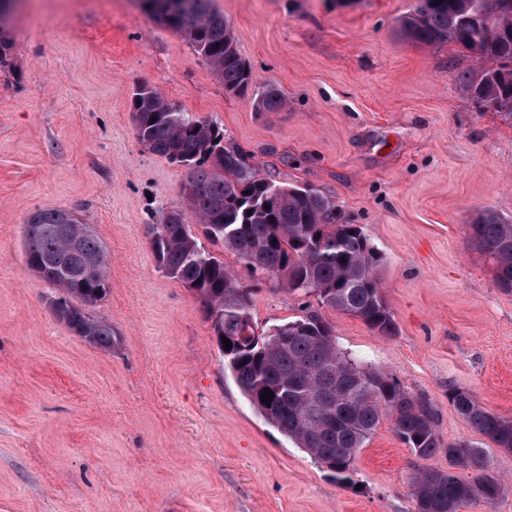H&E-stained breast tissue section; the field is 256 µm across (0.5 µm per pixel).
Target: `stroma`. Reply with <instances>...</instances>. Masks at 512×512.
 Here are the masks:
<instances>
[{"instance_id": "1", "label": "stroma", "mask_w": 512, "mask_h": 512, "mask_svg": "<svg viewBox=\"0 0 512 512\" xmlns=\"http://www.w3.org/2000/svg\"><path fill=\"white\" fill-rule=\"evenodd\" d=\"M257 87L287 97L258 111L180 34L134 0H23L10 19L16 76L0 74V512H415L409 481L447 469L417 458L382 417L349 483L253 409L198 297L159 268L149 225L197 216L185 173L133 130L136 84L217 122L262 173L330 197L383 257L397 333L312 303L341 351L399 379L435 409L440 439L485 448L508 485L512 452L461 418L449 390L512 419V295L473 246L484 210L512 219V117L465 90L481 56L398 32L413 0H212ZM76 211L109 258L92 308L112 325L105 351L53 313L56 288L22 253L38 209ZM259 328L303 314L301 299L233 252Z\"/></svg>"}]
</instances>
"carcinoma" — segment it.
Listing matches in <instances>:
<instances>
[{
	"label": "carcinoma",
	"mask_w": 512,
	"mask_h": 512,
	"mask_svg": "<svg viewBox=\"0 0 512 512\" xmlns=\"http://www.w3.org/2000/svg\"><path fill=\"white\" fill-rule=\"evenodd\" d=\"M160 2L144 0V8L191 42L226 91L246 94L254 81L251 68L212 0H175L179 8L169 21L156 13ZM398 26L415 44L453 43L499 62L475 78L463 77V83L480 101L512 114V0H415ZM13 49L0 30V72L12 71ZM285 105L282 91L268 83L256 108L271 112ZM131 106L137 140L169 163L184 166L187 183L196 187L190 201L202 227L199 237L179 213L169 211L151 225V248L159 267L197 295L224 365L252 407L297 447L332 467L341 483L351 481L360 448L388 414L397 436L417 457L428 458L439 448L448 453V469L413 477L415 512H459L472 500L493 505L505 486L484 449L467 441L442 442L431 405L391 375L341 351L334 328L320 315L309 313L256 334L249 288L212 252L214 247L228 249L250 273L274 277L288 292L314 296L391 337L397 326L377 277L382 256L362 228L337 223L333 201L313 188L292 187L282 199L270 197L273 180L261 175L246 151L224 140L223 127L181 112L156 89L136 88ZM67 214L44 209L30 216L28 223L38 225V234L23 239L25 263L30 270L57 264L76 271L74 279L49 280L58 290L54 314H63L60 321L71 332L107 351L112 349V325L90 307L108 292L109 259L93 233L72 244ZM470 230L474 246L492 265L497 286L512 294V223L487 210ZM225 338L231 341L229 349ZM355 373L375 379L377 397L347 396ZM266 389L273 395L267 403L260 400ZM448 399L475 431L512 451V420L466 391L453 389ZM461 469L471 475H460Z\"/></svg>",
	"instance_id": "1"
}]
</instances>
